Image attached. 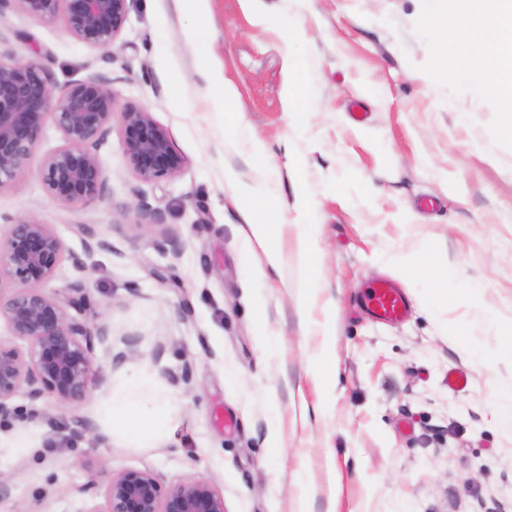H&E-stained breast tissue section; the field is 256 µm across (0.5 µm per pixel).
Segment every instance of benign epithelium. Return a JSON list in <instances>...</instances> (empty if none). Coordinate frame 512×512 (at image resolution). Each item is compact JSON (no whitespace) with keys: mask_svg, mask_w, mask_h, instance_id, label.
Wrapping results in <instances>:
<instances>
[{"mask_svg":"<svg viewBox=\"0 0 512 512\" xmlns=\"http://www.w3.org/2000/svg\"><path fill=\"white\" fill-rule=\"evenodd\" d=\"M27 15L62 19L66 31L87 47L107 50L127 21L130 0H15ZM120 125L123 153L135 176L156 183L176 175L184 157L168 130L151 113L132 103L116 111V95L103 81L88 76L72 82L56 97L42 67L33 61L0 62V188L27 167L39 132L51 121L64 144L44 161L39 176L61 205L78 207L101 196L105 175L95 149ZM64 257V244L49 224L16 219L0 233V282L18 284L0 295V318L12 335L29 344L28 352L0 344V418L15 413L12 400L25 391L32 402L85 397L93 384L94 341L112 338L110 330L91 333L69 316L87 285L77 282L64 297L46 285ZM102 506L87 512H226L224 497L203 478L190 477L168 487L147 469L110 474L102 486Z\"/></svg>","mask_w":512,"mask_h":512,"instance_id":"1","label":"benign epithelium"}]
</instances>
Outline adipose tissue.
<instances>
[{
  "label": "adipose tissue",
  "instance_id": "adipose-tissue-1",
  "mask_svg": "<svg viewBox=\"0 0 512 512\" xmlns=\"http://www.w3.org/2000/svg\"><path fill=\"white\" fill-rule=\"evenodd\" d=\"M469 10H458L453 0L444 9L423 12V30L439 43L456 37L467 49L458 54L448 75L454 79L471 78L481 82L489 97L512 106V0H493L496 9H481L482 0H470ZM278 187L269 182L243 185L237 206L246 219L245 235L258 258L261 278L278 272L280 243L265 214L267 201L276 196ZM322 322L315 326L323 342L311 360L309 371L322 390V404L336 397V313L334 305H326ZM102 417L124 420L131 440L151 443L160 427V418L145 419L140 407L123 399L108 400L100 408Z\"/></svg>",
  "mask_w": 512,
  "mask_h": 512
}]
</instances>
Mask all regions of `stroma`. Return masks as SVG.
Returning a JSON list of instances; mask_svg holds the SVG:
<instances>
[{
  "label": "stroma",
  "instance_id": "obj_1",
  "mask_svg": "<svg viewBox=\"0 0 512 512\" xmlns=\"http://www.w3.org/2000/svg\"><path fill=\"white\" fill-rule=\"evenodd\" d=\"M208 21L181 0H132L107 51L67 34L60 20L28 16L0 0V59L37 62L53 94L90 75L119 104L151 112L185 164L155 184L138 180L118 131L98 146L101 198L56 202L39 170L63 143L45 124L26 170L0 188V227L19 217L51 225L65 245L53 289L82 281L77 317L95 343V384L73 402L13 400L0 421V512H84L89 482L149 469L163 484L208 480L226 512H295L307 475L314 512H512V432L494 418L497 390L512 382L500 357L512 323V114L477 80L448 77L461 45L426 36V0H207ZM296 27L285 39L279 20ZM201 34L231 79L234 112L264 142L281 171L277 204L304 191L301 223L320 224L315 299H308L296 226L285 228L279 272L259 283L256 259L234 201L258 160L224 145L222 114L207 102V77L189 33ZM310 94L293 120L286 90ZM100 245L86 251L77 225ZM418 256L415 280L396 265ZM454 263L488 287L473 301L441 283ZM376 280L398 284L407 315L384 322L361 303ZM265 288V324L254 317ZM335 303L336 399L303 418L320 398L309 375L321 339L305 335L302 305L322 320ZM501 327L473 320L474 304ZM469 328L486 354L476 361L452 333ZM278 334L280 355L265 351ZM129 396L163 426L152 447L133 444L119 420L97 413ZM25 437L27 455L11 456ZM335 459L340 486L325 467Z\"/></svg>",
  "mask_w": 512,
  "mask_h": 512
}]
</instances>
